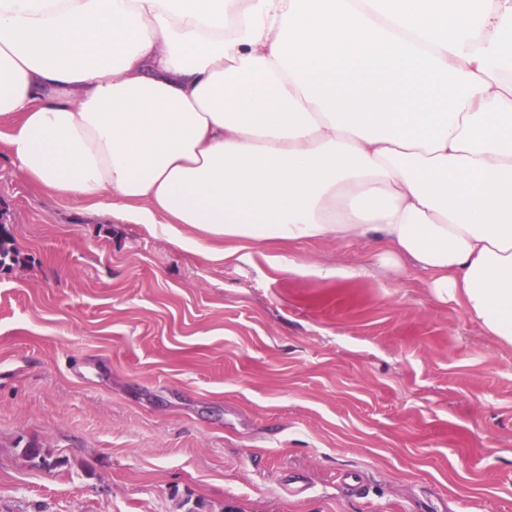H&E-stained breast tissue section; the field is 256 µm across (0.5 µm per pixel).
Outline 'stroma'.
<instances>
[{
	"label": "stroma",
	"instance_id": "1",
	"mask_svg": "<svg viewBox=\"0 0 512 512\" xmlns=\"http://www.w3.org/2000/svg\"><path fill=\"white\" fill-rule=\"evenodd\" d=\"M10 132L0 512H512V346L422 270L331 238L174 241L26 182ZM23 261L24 257L16 245L9 225L0 224V269L13 268Z\"/></svg>",
	"mask_w": 512,
	"mask_h": 512
}]
</instances>
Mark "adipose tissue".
<instances>
[{
    "instance_id": "ef3b65f1",
    "label": "adipose tissue",
    "mask_w": 512,
    "mask_h": 512,
    "mask_svg": "<svg viewBox=\"0 0 512 512\" xmlns=\"http://www.w3.org/2000/svg\"><path fill=\"white\" fill-rule=\"evenodd\" d=\"M29 183L411 260L512 345V0H0Z\"/></svg>"
}]
</instances>
